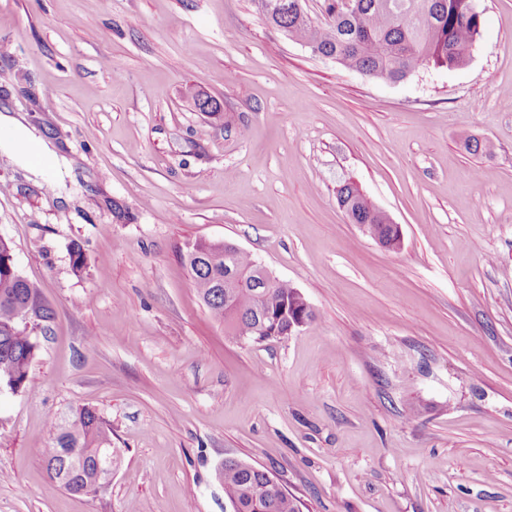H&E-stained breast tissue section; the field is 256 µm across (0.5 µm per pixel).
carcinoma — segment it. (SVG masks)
Segmentation results:
<instances>
[{
	"label": "carcinoma",
	"mask_w": 512,
	"mask_h": 512,
	"mask_svg": "<svg viewBox=\"0 0 512 512\" xmlns=\"http://www.w3.org/2000/svg\"><path fill=\"white\" fill-rule=\"evenodd\" d=\"M266 20L312 53L367 77L396 83L420 70L466 65L481 37V14L473 0H324L327 20L314 24L302 0H257ZM336 199L353 224L388 249L394 248L392 222L352 182L336 187ZM13 244L0 237V387L28 390L29 369L37 352V337L22 323L31 312L46 323L53 312L39 288L10 271ZM184 259L194 286L213 318L229 336L263 341L257 327L269 310L290 309L313 318L298 290L276 280L256 288L252 273L258 262L244 251L233 264L242 281L223 287L224 245L196 242ZM112 438L98 412L83 406L71 418L51 428V445L41 449L50 487L73 494L98 491L101 465ZM224 498L234 512H300L297 500L273 490L266 470L237 459L224 460Z\"/></svg>",
	"instance_id": "cac0c4a2"
}]
</instances>
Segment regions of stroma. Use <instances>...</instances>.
I'll list each match as a JSON object with an SVG mask.
<instances>
[{
    "instance_id": "35a3bbf8",
    "label": "stroma",
    "mask_w": 512,
    "mask_h": 512,
    "mask_svg": "<svg viewBox=\"0 0 512 512\" xmlns=\"http://www.w3.org/2000/svg\"><path fill=\"white\" fill-rule=\"evenodd\" d=\"M474 3L467 65L388 83L255 0H0V113L70 161L36 186L0 153V236L55 313L34 391L0 392V512H228V458L300 512H512V0ZM348 179L399 249L349 221ZM200 240L313 318L226 335L183 259ZM82 406L112 430L87 496L40 454Z\"/></svg>"
}]
</instances>
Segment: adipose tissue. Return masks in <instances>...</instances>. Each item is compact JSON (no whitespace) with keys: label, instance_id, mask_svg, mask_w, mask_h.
<instances>
[{"label":"adipose tissue","instance_id":"ef3b65f1","mask_svg":"<svg viewBox=\"0 0 512 512\" xmlns=\"http://www.w3.org/2000/svg\"><path fill=\"white\" fill-rule=\"evenodd\" d=\"M0 127L6 131L0 138V149L17 159L28 179L39 180L47 167L63 164V157L35 129L29 128L16 116L0 114Z\"/></svg>","mask_w":512,"mask_h":512}]
</instances>
